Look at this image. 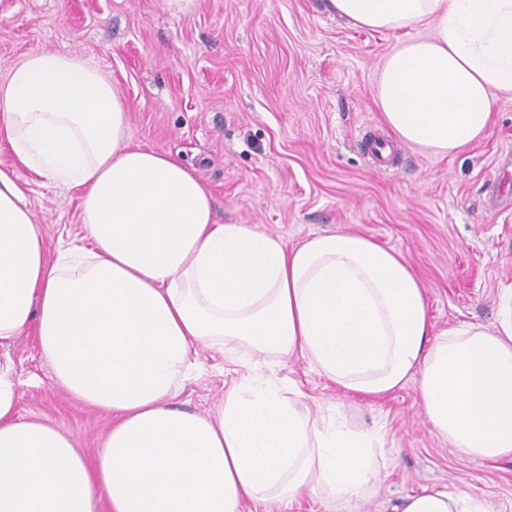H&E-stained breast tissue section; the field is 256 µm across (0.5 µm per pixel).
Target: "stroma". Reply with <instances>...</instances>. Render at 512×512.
I'll return each instance as SVG.
<instances>
[{
    "mask_svg": "<svg viewBox=\"0 0 512 512\" xmlns=\"http://www.w3.org/2000/svg\"><path fill=\"white\" fill-rule=\"evenodd\" d=\"M416 29L372 32L330 15L324 0H0V81L31 50L80 54L124 97L134 142L178 154L208 188L219 221L248 224L288 245L345 231L399 253L426 291L431 333L488 330L512 292V208L491 195L512 171V96L496 95L486 134L438 155L394 141L398 170L374 171L365 128L387 136L375 103L386 55ZM0 168L25 188L48 256L79 241L81 192L18 164L0 133ZM19 381L18 413L54 425L95 460L112 425L57 386L34 331L0 346ZM175 407L204 415L243 375L297 387L359 431H380L382 481L349 512H401L422 490L466 491L489 512H512V459L468 458L438 436L418 381L381 398L350 395L290 359L240 366L200 349Z\"/></svg>",
    "mask_w": 512,
    "mask_h": 512,
    "instance_id": "35a3bbf8",
    "label": "stroma"
}]
</instances>
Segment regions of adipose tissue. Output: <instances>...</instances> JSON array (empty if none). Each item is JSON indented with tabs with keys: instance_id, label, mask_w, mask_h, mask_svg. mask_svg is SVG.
Instances as JSON below:
<instances>
[{
	"instance_id": "1",
	"label": "adipose tissue",
	"mask_w": 512,
	"mask_h": 512,
	"mask_svg": "<svg viewBox=\"0 0 512 512\" xmlns=\"http://www.w3.org/2000/svg\"><path fill=\"white\" fill-rule=\"evenodd\" d=\"M356 27H430L386 58L375 97L399 140L440 155L481 138L494 93L512 94V0H326ZM0 127L24 166L83 190L91 246L48 258L12 171L0 168V342L36 326L54 381L112 415L95 461L17 415L0 359V512H242L306 491L334 503L380 480L381 434L260 375L206 417L174 407L196 345L229 362L299 357L345 391L384 396L417 377L433 430L466 456L512 458V309L499 330L430 338L425 290L373 240L317 234L299 246L218 222L177 156L132 143L110 76L75 53L32 51L0 83ZM402 512H489L468 493L423 491Z\"/></svg>"
}]
</instances>
